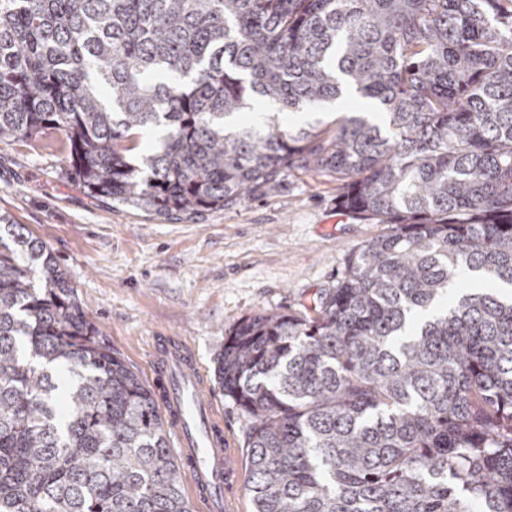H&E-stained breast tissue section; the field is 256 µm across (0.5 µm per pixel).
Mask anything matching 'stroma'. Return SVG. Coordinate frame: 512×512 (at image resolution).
I'll list each match as a JSON object with an SVG mask.
<instances>
[{
	"label": "stroma",
	"instance_id": "obj_1",
	"mask_svg": "<svg viewBox=\"0 0 512 512\" xmlns=\"http://www.w3.org/2000/svg\"><path fill=\"white\" fill-rule=\"evenodd\" d=\"M59 141L53 131L0 141V212L47 246L87 319L145 386L155 338L187 341L246 469L249 421L214 379L227 333L259 311L303 312L388 225L350 219L336 207L335 177L299 171L263 196L171 219L87 195L67 178Z\"/></svg>",
	"mask_w": 512,
	"mask_h": 512
}]
</instances>
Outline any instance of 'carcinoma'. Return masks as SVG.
Returning <instances> with one entry per match:
<instances>
[{"instance_id": "obj_1", "label": "carcinoma", "mask_w": 512, "mask_h": 512, "mask_svg": "<svg viewBox=\"0 0 512 512\" xmlns=\"http://www.w3.org/2000/svg\"><path fill=\"white\" fill-rule=\"evenodd\" d=\"M346 92L334 130L288 124ZM47 130L116 204L193 217L327 172L390 225L313 315L224 341L252 512H512V0H0V141ZM0 229V512H191L155 394Z\"/></svg>"}]
</instances>
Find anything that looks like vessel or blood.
<instances>
[{
  "label": "vessel or blood",
  "instance_id": "1",
  "mask_svg": "<svg viewBox=\"0 0 512 512\" xmlns=\"http://www.w3.org/2000/svg\"><path fill=\"white\" fill-rule=\"evenodd\" d=\"M155 379L160 382L164 415L171 425L193 491L206 512H236L226 489L238 478L236 450L213 402L200 395L201 367L184 341L159 340Z\"/></svg>",
  "mask_w": 512,
  "mask_h": 512
}]
</instances>
